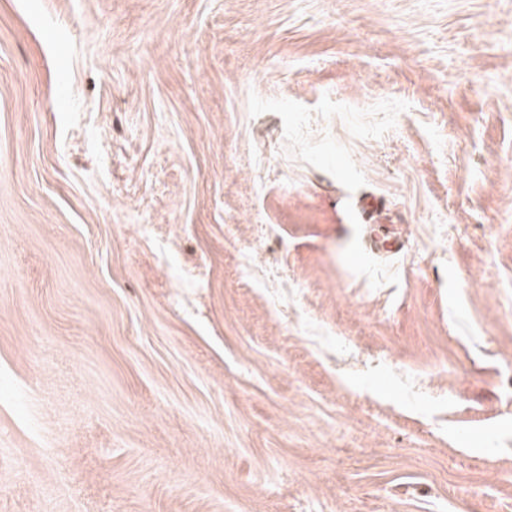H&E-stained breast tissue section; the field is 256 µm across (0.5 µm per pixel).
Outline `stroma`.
<instances>
[{"label":"stroma","instance_id":"35a3bbf8","mask_svg":"<svg viewBox=\"0 0 512 512\" xmlns=\"http://www.w3.org/2000/svg\"><path fill=\"white\" fill-rule=\"evenodd\" d=\"M0 512H512V0H0Z\"/></svg>","mask_w":512,"mask_h":512}]
</instances>
